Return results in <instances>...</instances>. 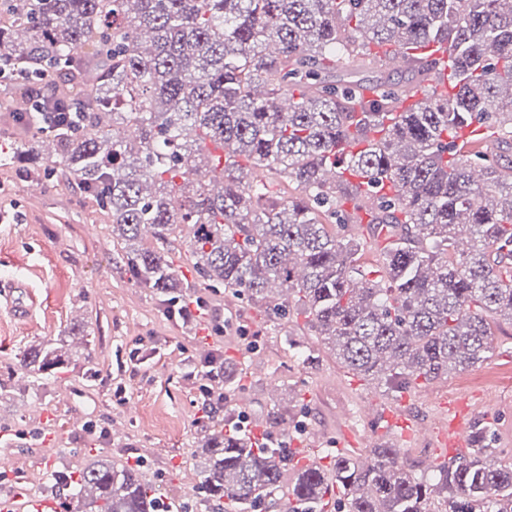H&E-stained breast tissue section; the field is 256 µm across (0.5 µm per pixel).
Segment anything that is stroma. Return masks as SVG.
Returning a JSON list of instances; mask_svg holds the SVG:
<instances>
[{
	"instance_id": "1",
	"label": "stroma",
	"mask_w": 512,
	"mask_h": 512,
	"mask_svg": "<svg viewBox=\"0 0 512 512\" xmlns=\"http://www.w3.org/2000/svg\"><path fill=\"white\" fill-rule=\"evenodd\" d=\"M24 95L0 88V150L11 151L28 138L18 117ZM41 184L32 194V184ZM169 255L186 286L206 302L203 319H167L158 296L140 287L125 269L120 245L112 241V221L81 193L65 169H43L18 161L0 164V280L22 282L29 310L14 314L0 291V375L26 347L64 335L75 321L89 332V362L49 380L38 398L26 393L0 401V433L10 440L4 490L23 471L45 458L59 471L84 467L95 450L116 461L140 462L142 471L173 501L193 504L198 496L197 425L199 355L215 341L213 326L224 328L223 353L236 365L238 385L227 387V415H246L252 434L264 433L267 412L288 405V445L308 462L317 453L366 454L374 444L368 421L376 409L401 407L407 420L445 422L447 401L471 412L485 404L486 443L512 456V326L502 325L487 361L466 371L419 382L396 393L352 375L311 336L300 318L275 319L265 306L221 288L198 287L188 239L172 237ZM255 336L252 348L240 331ZM148 349L144 363L130 362L137 343ZM126 388L117 403V385ZM402 462L416 475L432 476L447 449L411 439Z\"/></svg>"
}]
</instances>
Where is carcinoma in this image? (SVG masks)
I'll return each mask as SVG.
<instances>
[{
  "instance_id": "obj_1",
  "label": "carcinoma",
  "mask_w": 512,
  "mask_h": 512,
  "mask_svg": "<svg viewBox=\"0 0 512 512\" xmlns=\"http://www.w3.org/2000/svg\"><path fill=\"white\" fill-rule=\"evenodd\" d=\"M431 43L448 45L453 93L403 109L411 84L331 79L336 58L390 48L422 83ZM0 51L26 76H59L68 95L51 106L80 107L3 164L66 168L111 217L131 277L167 304L186 296L167 256L179 230L199 285L254 303L281 291L271 315L304 316L344 368L396 392L486 361L494 328L512 325V0H0ZM104 114L137 135L114 140ZM242 157L298 194L273 195ZM71 363L54 340L30 346L0 393L37 397ZM203 364L236 383L222 357ZM199 434L196 512H326L334 489L345 512H512V457L487 465L482 427L433 480L379 444L367 461L299 468L276 444L284 429L260 440L212 415ZM62 480L76 512L175 508L139 464L102 453L49 474Z\"/></svg>"
}]
</instances>
